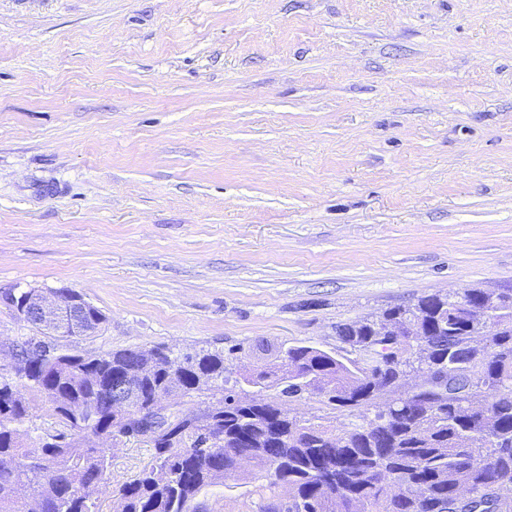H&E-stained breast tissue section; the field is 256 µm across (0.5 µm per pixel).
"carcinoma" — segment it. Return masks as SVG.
I'll return each mask as SVG.
<instances>
[{"instance_id":"cac0c4a2","label":"carcinoma","mask_w":512,"mask_h":512,"mask_svg":"<svg viewBox=\"0 0 512 512\" xmlns=\"http://www.w3.org/2000/svg\"><path fill=\"white\" fill-rule=\"evenodd\" d=\"M503 329L481 346L469 347L465 307L472 297L426 295L410 305L386 309L384 317H412L420 322L430 347L433 377L406 399L386 400L382 416L376 390L396 380L406 363L392 358L396 337L376 335L372 319L336 325L349 349L368 348L361 360L336 357L312 346H293L285 357L298 364L296 375L278 366L241 375L261 389L301 398L312 392L339 408L359 412L361 423L337 432L322 417L279 419L273 400H237L239 380L226 376L224 354L201 349L174 356L160 347L123 349L106 354L67 350L53 356L31 351L28 336L17 344L25 366L15 374L0 371V512H34L41 499L60 512H99V485L110 465L112 444L136 437L139 415L149 411L158 390L184 402L161 417L163 434L153 441L155 463L118 491L116 512H195L193 501L205 488L224 481L235 469V455L254 457L253 467L267 474L270 486L286 493L264 500L258 512H512V289L501 296ZM468 364L455 374L448 362ZM132 375L131 417L112 420L107 386L112 378ZM486 389L492 407L480 419L468 398ZM46 401L56 410L61 442L43 436V452L53 471L36 463L26 448L29 423ZM88 405L73 414L67 405ZM216 411L223 430L221 449L207 445L210 432L196 425L194 406ZM297 429L302 436L291 439ZM482 434L494 445L476 457L468 441ZM472 496L461 500L458 489Z\"/></svg>"}]
</instances>
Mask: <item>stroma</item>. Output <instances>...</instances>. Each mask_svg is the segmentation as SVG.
I'll return each instance as SVG.
<instances>
[{"label":"stroma","instance_id":"1","mask_svg":"<svg viewBox=\"0 0 512 512\" xmlns=\"http://www.w3.org/2000/svg\"><path fill=\"white\" fill-rule=\"evenodd\" d=\"M234 373L512 289V0H0V292ZM336 430L357 412L290 405ZM114 445L102 512L154 462ZM249 465L199 512H257Z\"/></svg>","mask_w":512,"mask_h":512}]
</instances>
